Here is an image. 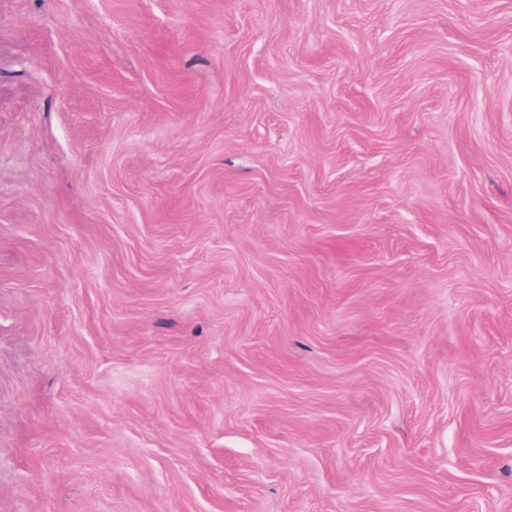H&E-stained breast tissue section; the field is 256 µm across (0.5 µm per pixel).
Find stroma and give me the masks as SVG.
Masks as SVG:
<instances>
[{
    "instance_id": "1",
    "label": "stroma",
    "mask_w": 512,
    "mask_h": 512,
    "mask_svg": "<svg viewBox=\"0 0 512 512\" xmlns=\"http://www.w3.org/2000/svg\"><path fill=\"white\" fill-rule=\"evenodd\" d=\"M0 512H512V0H0Z\"/></svg>"
}]
</instances>
